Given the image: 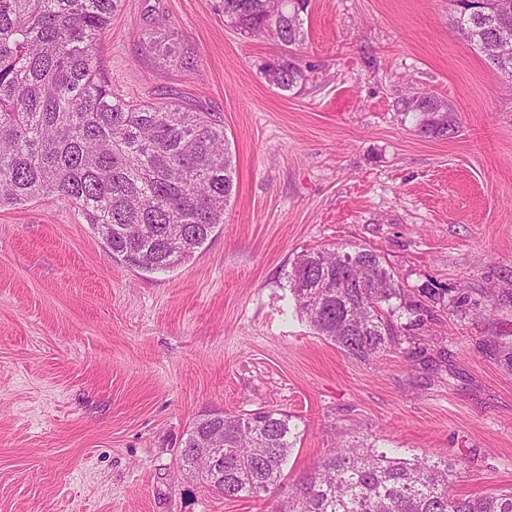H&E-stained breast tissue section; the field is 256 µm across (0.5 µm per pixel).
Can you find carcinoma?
Here are the masks:
<instances>
[{"label": "carcinoma", "instance_id": "obj_1", "mask_svg": "<svg viewBox=\"0 0 512 512\" xmlns=\"http://www.w3.org/2000/svg\"><path fill=\"white\" fill-rule=\"evenodd\" d=\"M450 24L493 69L512 75V57L486 53L512 17L495 0H449ZM121 0H0V207L45 194L81 209L112 257L143 273L170 272L224 223L236 192V161L223 122L172 101H130L112 91L99 41ZM310 0H220L226 26L285 46L305 41ZM264 77L301 91L307 70L286 56ZM401 111L421 135L446 137L454 108L413 93ZM298 312L346 356L373 361L409 331L436 319V293L415 296L382 255L363 247L311 248L287 274ZM412 315L398 324L400 311ZM291 417L256 409L196 419L181 449L183 469L226 499L285 495L278 512H512V490L448 493L453 467L428 457H389L364 441L336 446L287 486L299 439ZM224 433V470L203 473L193 450Z\"/></svg>", "mask_w": 512, "mask_h": 512}]
</instances>
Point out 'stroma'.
<instances>
[{
  "instance_id": "stroma-1",
  "label": "stroma",
  "mask_w": 512,
  "mask_h": 512,
  "mask_svg": "<svg viewBox=\"0 0 512 512\" xmlns=\"http://www.w3.org/2000/svg\"><path fill=\"white\" fill-rule=\"evenodd\" d=\"M216 0H122L100 48L125 98L220 117L237 166L224 224L172 271L113 259L57 196L0 207V512H273L179 462L200 415H291L288 482L337 445L445 458L449 492L512 489V92L449 25V0H311L303 45L245 38ZM163 41L162 58L149 49ZM298 93L266 82L282 54ZM445 98L419 135L398 100ZM379 251L441 312L376 362L317 336L297 253ZM267 64L272 66L264 71V77L273 87L280 91L296 90L299 92L306 86L309 80L308 70L303 69L299 64L288 59L287 56L277 57L273 61L266 62L264 66ZM414 103L407 107L406 99ZM402 112H412L418 118L417 132L421 135L445 137L456 128L454 108L448 101L429 92L413 93L398 101Z\"/></svg>"
}]
</instances>
